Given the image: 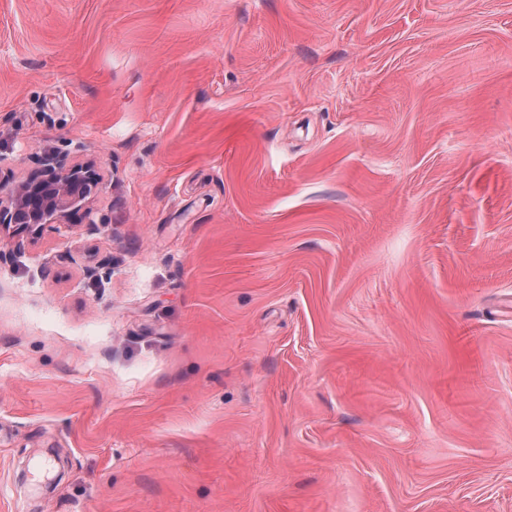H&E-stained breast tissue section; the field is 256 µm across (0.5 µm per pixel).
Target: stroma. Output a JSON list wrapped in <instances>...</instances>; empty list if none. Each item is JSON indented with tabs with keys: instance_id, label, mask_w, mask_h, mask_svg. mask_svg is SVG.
Returning a JSON list of instances; mask_svg holds the SVG:
<instances>
[{
	"instance_id": "obj_1",
	"label": "stroma",
	"mask_w": 512,
	"mask_h": 512,
	"mask_svg": "<svg viewBox=\"0 0 512 512\" xmlns=\"http://www.w3.org/2000/svg\"><path fill=\"white\" fill-rule=\"evenodd\" d=\"M0 512H512V0H0ZM40 171L3 193L0 168V235L34 237L46 224H70L82 212L94 224L88 196L98 178L83 164L66 166L54 156L42 159Z\"/></svg>"
}]
</instances>
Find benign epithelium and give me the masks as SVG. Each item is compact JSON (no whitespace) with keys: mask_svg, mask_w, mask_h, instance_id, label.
Here are the masks:
<instances>
[{"mask_svg":"<svg viewBox=\"0 0 512 512\" xmlns=\"http://www.w3.org/2000/svg\"><path fill=\"white\" fill-rule=\"evenodd\" d=\"M98 184L88 167L45 157L36 175L6 193L0 188V233L33 237L47 224L70 223L78 213L92 225L88 196Z\"/></svg>","mask_w":512,"mask_h":512,"instance_id":"obj_1","label":"benign epithelium"}]
</instances>
